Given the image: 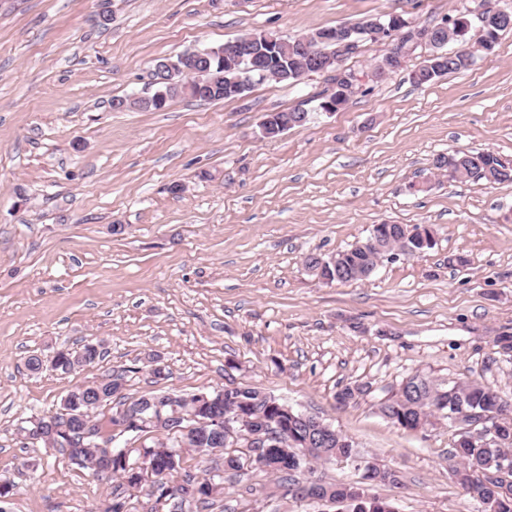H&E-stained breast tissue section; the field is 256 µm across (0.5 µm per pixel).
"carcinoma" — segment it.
I'll return each instance as SVG.
<instances>
[{
  "instance_id": "obj_1",
  "label": "carcinoma",
  "mask_w": 512,
  "mask_h": 512,
  "mask_svg": "<svg viewBox=\"0 0 512 512\" xmlns=\"http://www.w3.org/2000/svg\"><path fill=\"white\" fill-rule=\"evenodd\" d=\"M449 24L453 35L449 40L466 42L470 30L467 25L469 15L460 11L451 16ZM504 30L492 23L482 29L480 50L486 54L494 52ZM285 53L288 58L287 73L280 79L286 84L296 83L294 74L304 69L302 54L294 38L286 39ZM474 59L467 53V59L458 54L433 65L428 59L418 69L417 85L429 84L449 73L471 66ZM272 129L269 138L274 139L289 122H307V118L297 110L269 112ZM434 168L450 179L470 178L484 181L489 185L512 182V168H505L500 158L491 151H457L439 154L433 160ZM372 234L381 236L386 242L397 246L403 244L411 251L420 254L434 247L433 236L436 230L431 224H375ZM379 256L357 243L349 249L341 250L328 258L317 256L306 258V266L326 283H348L360 281L378 265ZM103 356L100 345L87 343L78 351H59L51 368L62 374H70L91 365ZM123 369L106 375L101 381L91 385L70 389L63 402L62 411L42 417L27 427L20 428L24 437L31 443H42L47 448L57 449L69 456L78 467L88 471L95 478H104L96 468L97 448L80 445L84 432L83 422L75 417L82 413L93 422L95 434L107 430L110 438L115 434L132 433L137 437L152 435V444L139 448H111L110 470L118 480L114 486L104 512H131L130 500L139 492H145L153 505L147 512H160L161 500L165 491L172 485L178 486L187 495L185 512H206L215 504L213 486L224 483V474L238 475L242 471V455L219 442L224 433V419L240 411L249 418L262 422L278 417L282 428L288 431L292 444L288 448L302 451L296 468H277L271 472L277 480V487L283 496L295 501H305L314 494L329 493L339 512H395L392 503L384 498L368 493L359 484H336L324 482L318 486L314 481L302 478L304 469L330 459L350 461L361 456L354 442L340 435L328 443H319L309 437L315 428L312 423L300 419V413H284L276 406L277 399L251 387L238 386L213 390H199L191 394H157L150 398L153 406L145 411L129 412L145 397L129 398L122 394L125 374ZM119 399V407L104 422L99 423L93 411L102 405ZM506 412L512 414V403L503 400L494 390L476 382L459 383L443 387L415 375L407 379L405 389L387 400L381 406L383 416L394 426L404 430H415L417 425H426L430 419H448V413L462 411ZM499 441L486 444L481 439H471L470 433L458 432L453 442L452 458L456 459L453 474L459 485L471 497L487 507V512H512V494L504 495L475 486L474 475L483 469L494 470L498 459L512 457V420L502 423ZM206 448L208 453L201 456L202 477L194 479L181 474L182 457L176 449ZM371 484L397 487L402 482L400 472L385 467H375L367 475Z\"/></svg>"
}]
</instances>
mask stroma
Returning a JSON list of instances; mask_svg holds the SVG:
<instances>
[{
    "mask_svg": "<svg viewBox=\"0 0 512 512\" xmlns=\"http://www.w3.org/2000/svg\"><path fill=\"white\" fill-rule=\"evenodd\" d=\"M472 0H0V484L9 512H103L113 483L26 443L21 422L61 411L68 390L129 368L123 393L188 394L246 385L352 438L365 460L400 472L372 486L398 512H484L451 473L455 431L394 427L380 406L403 381L476 380L512 399V183L451 180L441 153L512 160V32L468 69L415 85L376 80L382 42L344 62L359 83H254L240 99L170 100L116 111L154 92L156 62L249 33L295 38L395 14L431 26ZM306 109L269 140L264 113ZM123 233H113V225ZM376 224H431L433 249L383 260L367 278L324 283L328 257ZM101 343L70 374L26 360ZM157 357L167 376L136 365ZM353 388V400L337 395ZM255 465L225 478L237 512H334L292 501ZM267 485L263 496L243 493Z\"/></svg>",
    "mask_w": 512,
    "mask_h": 512,
    "instance_id": "obj_1",
    "label": "stroma"
}]
</instances>
